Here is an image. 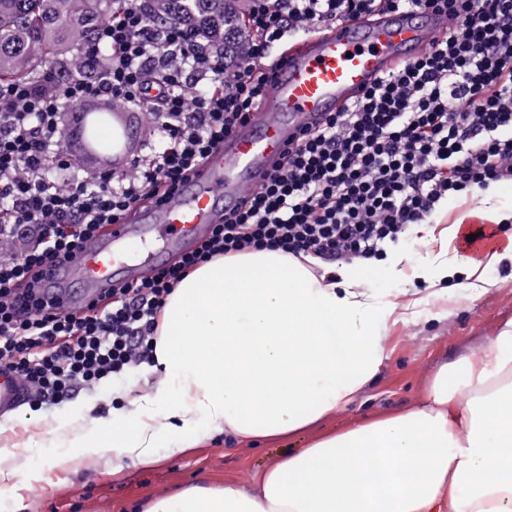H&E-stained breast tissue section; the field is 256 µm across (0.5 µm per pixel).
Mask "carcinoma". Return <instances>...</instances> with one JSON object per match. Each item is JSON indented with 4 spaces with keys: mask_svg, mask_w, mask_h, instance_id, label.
<instances>
[{
    "mask_svg": "<svg viewBox=\"0 0 512 512\" xmlns=\"http://www.w3.org/2000/svg\"><path fill=\"white\" fill-rule=\"evenodd\" d=\"M122 0H0V82L30 81L47 84L51 76L82 67L81 55L66 57L68 45L84 42L95 28L112 18ZM239 0H145L149 23L157 28H181L205 53L224 56L233 67L247 56ZM89 112H103L90 129L97 154L106 161L128 147L120 131L127 124L115 120L116 109L93 104Z\"/></svg>",
    "mask_w": 512,
    "mask_h": 512,
    "instance_id": "1",
    "label": "carcinoma"
}]
</instances>
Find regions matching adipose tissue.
<instances>
[{
	"instance_id": "adipose-tissue-1",
	"label": "adipose tissue",
	"mask_w": 512,
	"mask_h": 512,
	"mask_svg": "<svg viewBox=\"0 0 512 512\" xmlns=\"http://www.w3.org/2000/svg\"><path fill=\"white\" fill-rule=\"evenodd\" d=\"M343 269L325 284L279 251L218 257L168 296L151 371L129 406L79 401L51 430L7 434L0 449L51 448L148 463L226 432L259 443L349 404L387 359L388 318ZM146 512H512V321L479 352L443 365L404 412L324 436L266 469L260 490L190 486Z\"/></svg>"
}]
</instances>
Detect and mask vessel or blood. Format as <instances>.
Listing matches in <instances>:
<instances>
[{
    "label": "vessel or blood",
    "mask_w": 512,
    "mask_h": 512,
    "mask_svg": "<svg viewBox=\"0 0 512 512\" xmlns=\"http://www.w3.org/2000/svg\"><path fill=\"white\" fill-rule=\"evenodd\" d=\"M448 31L443 15L430 9L378 14L370 21L343 20L321 33L287 41L266 66L268 91L223 145L204 162L192 185L167 196L139 216L111 225L90 242L81 258L60 266L53 280L64 305L74 307L109 288L117 270L129 280L151 276L156 256L139 257L147 241L163 239L184 252L224 221L247 192L260 187L288 143L316 127L331 112L356 102L395 64L424 54ZM462 253L477 258L506 244L491 224L474 240L459 238ZM23 386L0 370V409L18 402Z\"/></svg>",
    "instance_id": "1"
}]
</instances>
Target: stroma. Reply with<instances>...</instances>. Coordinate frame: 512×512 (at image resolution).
Masks as SVG:
<instances>
[{
	"label": "stroma",
	"instance_id": "stroma-1",
	"mask_svg": "<svg viewBox=\"0 0 512 512\" xmlns=\"http://www.w3.org/2000/svg\"><path fill=\"white\" fill-rule=\"evenodd\" d=\"M65 135L62 148L77 170L98 172L125 169L134 157L149 154L159 136L142 112L131 115L130 148L113 163L84 153L78 147L81 114L62 115ZM477 205L462 197L443 204L432 223L418 226L411 236L396 244L403 256L399 275H376L373 293L381 307H393L384 325V369L357 394L354 402L329 414L317 424L288 437L251 444L227 435L203 440L197 447L176 451L158 448L149 465L124 463L113 471L111 461L92 458L78 467L61 463L43 468L41 449L31 448L0 455V470L42 467L41 479L19 490L17 498H0V512H137L140 504L192 486H236L256 491L261 474L288 453L310 447L320 436L373 418L407 410L423 397L431 380L446 362L479 351L500 327L512 320V264L484 267L491 286L478 298L462 289L464 275L455 281L428 285L417 276L420 267L439 255H459L456 239L447 229ZM145 385L142 375L79 391L81 399L95 402L101 410L128 405Z\"/></svg>",
	"mask_w": 512,
	"mask_h": 512
}]
</instances>
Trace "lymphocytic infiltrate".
<instances>
[{
  "mask_svg": "<svg viewBox=\"0 0 512 512\" xmlns=\"http://www.w3.org/2000/svg\"><path fill=\"white\" fill-rule=\"evenodd\" d=\"M248 2L247 58L230 70L178 27L149 25L143 0H124L83 43L81 75L47 87L0 82V235L23 230L20 251L0 260V367L21 379L31 405L153 363L166 299L194 267L261 249L360 263L411 235L442 200L512 181V0ZM421 7L446 15L444 39L304 134L193 253L82 307L50 297L53 268L102 227L198 176L264 95L263 66L288 35ZM104 46L112 58L102 68ZM206 78L213 89L199 91ZM102 97L147 112L164 148L129 175L52 180L51 168L74 164L60 148L61 114Z\"/></svg>",
  "mask_w": 512,
  "mask_h": 512,
  "instance_id": "lymphocytic-infiltrate-1",
  "label": "lymphocytic infiltrate"
}]
</instances>
